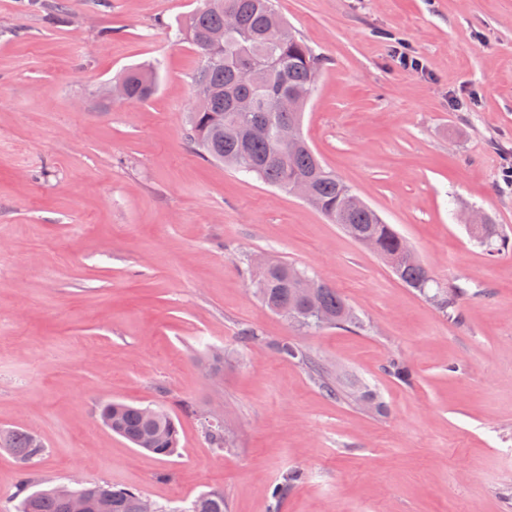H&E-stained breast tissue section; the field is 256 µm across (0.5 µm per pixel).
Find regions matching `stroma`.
<instances>
[{"label":"stroma","instance_id":"obj_1","mask_svg":"<svg viewBox=\"0 0 512 512\" xmlns=\"http://www.w3.org/2000/svg\"><path fill=\"white\" fill-rule=\"evenodd\" d=\"M44 2L0 0V428L43 441L36 487L108 483L168 512L209 491L225 512H512V250L460 220L481 210L512 240V0H275L322 59L303 135L440 288L466 289L455 315L298 196L193 151L199 59L172 31L202 0H70L55 25ZM154 63L151 99L101 107L102 84ZM261 254L335 286L361 327L268 311ZM112 400L167 407L176 455L113 435Z\"/></svg>","mask_w":512,"mask_h":512}]
</instances>
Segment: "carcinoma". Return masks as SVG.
Returning <instances> with one entry per match:
<instances>
[{
	"label": "carcinoma",
	"mask_w": 512,
	"mask_h": 512,
	"mask_svg": "<svg viewBox=\"0 0 512 512\" xmlns=\"http://www.w3.org/2000/svg\"><path fill=\"white\" fill-rule=\"evenodd\" d=\"M236 15L239 28L224 30L227 13ZM224 31V43L211 47L210 34ZM179 39L191 45L200 59L193 93L201 107L187 114L185 137L200 155L223 162L239 171L254 175L264 183L289 190L298 179L312 184L309 205L330 223L340 225L347 234L369 237L382 256H395L405 239L379 214L367 205L351 206L354 192L336 173L318 158L307 144L288 149L269 136H253L235 114L234 103L241 97H252L259 103L256 120L275 125L294 122L302 125L305 107L314 85L310 73L320 67V59L294 30L288 27L275 8L273 0H204L202 7L186 15L178 27ZM255 66V80L238 81L241 67ZM129 102L149 98L156 84V72L150 65L125 70ZM495 225L485 223L481 243L496 253L506 241L495 240ZM397 278L409 288L431 296L440 309L456 312L466 295L461 288L436 289L429 294L435 280L423 263L398 266ZM308 271L281 261L262 273L252 272V283L261 303L270 311L288 308L296 302L297 281ZM319 303L321 318L305 314L293 320L303 329L326 324L345 326L356 323L347 299L332 285L321 283ZM276 353L289 359L307 360L298 345L280 341L273 344ZM98 419L112 433L137 448L170 457L178 447V421L166 408L158 406L149 415L140 405L112 401L98 409ZM0 448L9 450L20 463L18 512H66L63 502L50 489L30 490L29 468L45 455L38 436L20 429H0ZM93 508L99 512H139L140 494L106 484L83 487ZM185 512H224V494L212 491L198 495Z\"/></svg>",
	"instance_id": "cac0c4a2"
}]
</instances>
